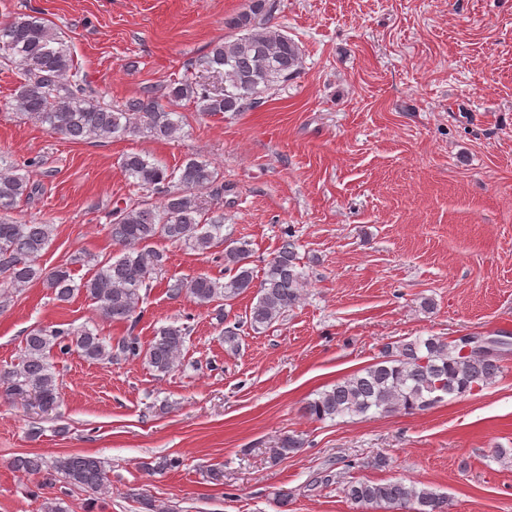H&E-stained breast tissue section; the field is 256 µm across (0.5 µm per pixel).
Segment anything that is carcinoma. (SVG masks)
<instances>
[{
	"instance_id": "1",
	"label": "carcinoma",
	"mask_w": 512,
	"mask_h": 512,
	"mask_svg": "<svg viewBox=\"0 0 512 512\" xmlns=\"http://www.w3.org/2000/svg\"><path fill=\"white\" fill-rule=\"evenodd\" d=\"M276 0H248L247 6L227 18L232 34L211 43L208 50L184 66L181 77L160 84L146 95L112 106L80 76L71 45L44 18L18 13L0 23V65L18 69L10 100L12 110L40 124L48 132L74 143L107 141L144 135L157 140L177 138L183 116L175 110L181 101L195 111L216 116L246 112L260 105L266 92L288 84L300 69L301 50L282 29L271 25ZM215 74L223 86L204 80ZM120 167L133 184L151 193L155 201L131 199L112 211L108 233L121 246L119 255L96 260L86 254L46 270L38 263L52 236L50 224L19 223L10 213L33 199L41 187L20 173V166L0 157V299L40 284L53 299L65 304L85 294L100 315L115 323L135 322L154 276L168 257L153 243L163 239L187 248L207 251L224 247L228 280L206 274L167 281L172 297L189 295L200 307L232 305L240 295L257 289L245 321L224 327V345L239 349L241 324L255 331L268 329L293 309L305 287L294 235L287 231L255 282L252 250L246 241L224 237V212L203 206L202 191L215 197L226 191L223 176L198 157L170 169L154 158L130 152ZM91 265L88 277L76 282L69 264ZM188 327L170 324L159 328L148 344L137 336L112 340L85 327L35 328L25 336L19 361L0 374V392L15 402L35 405L43 412L58 408L59 396L51 356L78 352L89 361L144 360L159 374L177 366ZM502 371L499 357L480 351L462 352L458 339L440 336L388 343L380 359L350 374L308 401L305 413L317 420L344 416L367 417L396 411H425L448 396H461L493 382ZM304 447L295 435L278 439V455ZM12 468L29 475L44 474L99 495H106L111 479L102 461L77 453L51 462L40 455L18 456ZM344 497L359 506L401 508L409 512H449L448 496L401 480L352 479L342 488Z\"/></svg>"
}]
</instances>
